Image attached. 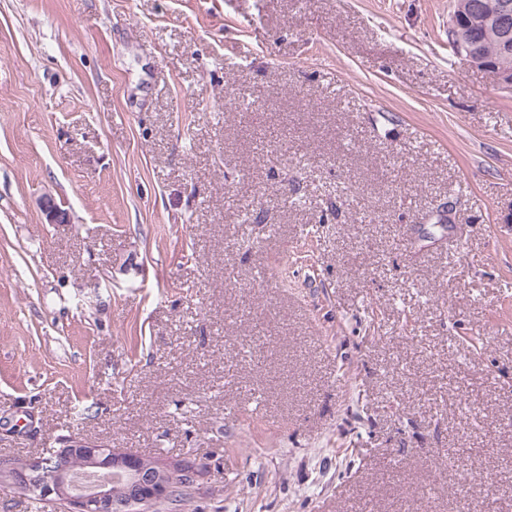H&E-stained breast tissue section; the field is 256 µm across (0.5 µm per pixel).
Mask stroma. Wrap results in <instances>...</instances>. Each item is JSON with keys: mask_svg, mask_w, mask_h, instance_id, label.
Listing matches in <instances>:
<instances>
[{"mask_svg": "<svg viewBox=\"0 0 512 512\" xmlns=\"http://www.w3.org/2000/svg\"><path fill=\"white\" fill-rule=\"evenodd\" d=\"M451 12L0 0V457L74 424L204 463L192 512H512V88Z\"/></svg>", "mask_w": 512, "mask_h": 512, "instance_id": "obj_1", "label": "stroma"}]
</instances>
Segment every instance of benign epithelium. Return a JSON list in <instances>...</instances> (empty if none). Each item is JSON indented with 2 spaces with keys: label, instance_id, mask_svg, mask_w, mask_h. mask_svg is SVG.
<instances>
[{
  "label": "benign epithelium",
  "instance_id": "benign-epithelium-1",
  "mask_svg": "<svg viewBox=\"0 0 512 512\" xmlns=\"http://www.w3.org/2000/svg\"><path fill=\"white\" fill-rule=\"evenodd\" d=\"M467 61L488 69L512 87V68L499 57L457 41ZM42 210L50 224H67L69 215L44 198ZM90 440L74 438L62 449L67 456H81L87 472L75 474L64 462L50 472L43 470L42 460L31 456L25 460L0 458V486L6 491H31L43 499L65 505L66 512H150L152 506L169 497L175 480L187 477L201 481L205 469L198 463L184 464L173 460H152L122 448L100 452Z\"/></svg>",
  "mask_w": 512,
  "mask_h": 512
}]
</instances>
